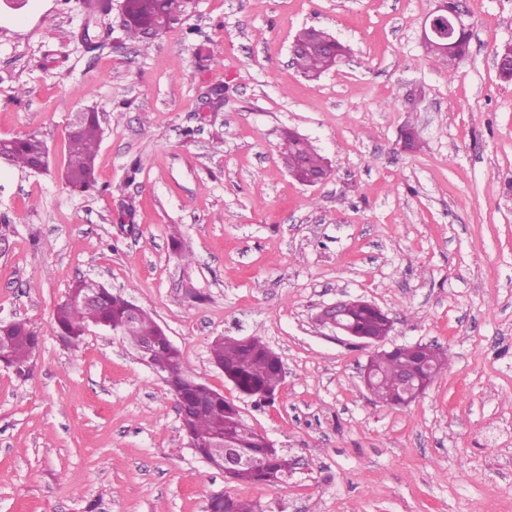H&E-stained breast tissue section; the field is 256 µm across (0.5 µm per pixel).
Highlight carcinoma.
<instances>
[{"instance_id": "1", "label": "carcinoma", "mask_w": 512, "mask_h": 512, "mask_svg": "<svg viewBox=\"0 0 512 512\" xmlns=\"http://www.w3.org/2000/svg\"><path fill=\"white\" fill-rule=\"evenodd\" d=\"M188 4L189 0H127L125 27L128 38L149 45L145 29L154 25L162 14L173 19L179 17ZM469 41L470 33L466 31L458 41L457 52L444 56L429 45L427 53L449 66L466 54ZM294 43L299 46V51L293 58V64L309 80L318 79L339 66L347 53V48L340 42H334L331 34L314 27L300 30ZM101 137V125L95 112L82 113L80 121L70 126L63 180L71 191L83 194L98 190L95 157ZM281 156L290 175L298 181L325 168L323 158L314 146L292 132L284 139ZM42 160L49 161V150L36 132L9 138L0 150V165L31 170L36 162ZM85 285L86 280H76L55 309V332L63 343L79 347L91 324L104 330L116 329L134 345L145 340L153 341L151 365L163 374L180 370L181 390L186 400L180 415L181 431L196 453L214 459L218 457L221 446L227 445L240 454L243 463L227 477L233 483L276 487L288 481L294 471V461L268 445L259 433L244 424L223 394L188 374L180 352L169 346L166 332L146 310L139 309L135 320H129L128 298L104 285L100 286L98 301L85 305L78 301ZM350 322L358 333H379L384 329V325L363 307L352 311ZM39 348L40 337L27 322H0V364L17 376H28L30 360ZM268 350L269 346L259 337H253L247 343L228 337L218 338L211 344L210 360L212 364L224 367L225 379L237 386L241 395L257 404H271L278 395L283 373ZM374 360L373 396L390 406L403 396L400 375L407 368H417L430 383L438 373L448 368L445 351L434 347L423 353L410 344L379 352ZM224 512H262V509L258 504L226 495Z\"/></svg>"}]
</instances>
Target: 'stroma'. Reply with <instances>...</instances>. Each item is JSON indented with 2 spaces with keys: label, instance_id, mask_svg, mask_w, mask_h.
<instances>
[{
  "label": "stroma",
  "instance_id": "obj_1",
  "mask_svg": "<svg viewBox=\"0 0 512 512\" xmlns=\"http://www.w3.org/2000/svg\"><path fill=\"white\" fill-rule=\"evenodd\" d=\"M123 3L0 9V138L36 132L50 154L44 173L0 166V320L41 337L28 378L0 366V512H208L216 493L264 512H512V81L494 64L512 0H468L469 51L450 67L421 42L435 0H194L147 47L127 38ZM310 26L348 49L314 81L289 54ZM80 112L103 129V190L87 196L62 178ZM289 132L326 159L324 183L288 173ZM83 277L152 315L295 461L287 484L232 483L196 454L122 337L92 326L61 343L53 311ZM348 298L389 313L388 345L447 351L408 406L369 394L371 348L316 321ZM219 336L280 355L274 405L211 364Z\"/></svg>",
  "mask_w": 512,
  "mask_h": 512
}]
</instances>
